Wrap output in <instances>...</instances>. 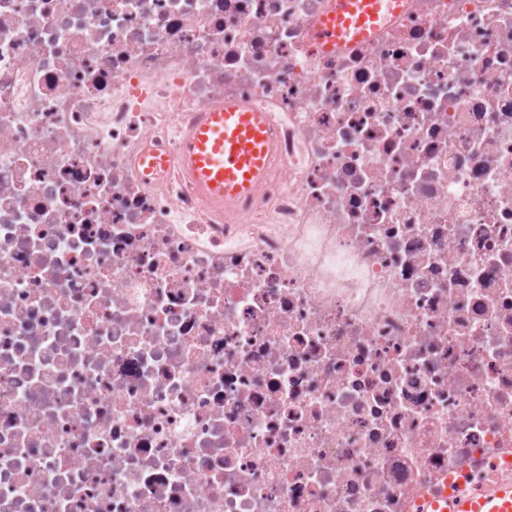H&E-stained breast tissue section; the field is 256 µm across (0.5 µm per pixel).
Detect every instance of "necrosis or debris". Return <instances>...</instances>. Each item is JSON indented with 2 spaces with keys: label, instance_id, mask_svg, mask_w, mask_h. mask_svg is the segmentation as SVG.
<instances>
[{
  "label": "necrosis or debris",
  "instance_id": "1",
  "mask_svg": "<svg viewBox=\"0 0 512 512\" xmlns=\"http://www.w3.org/2000/svg\"><path fill=\"white\" fill-rule=\"evenodd\" d=\"M335 10L0 0V512L512 484V0ZM230 103L271 143L223 202L182 145ZM397 8L392 2L385 0L383 2L337 0L336 13L325 19L319 30L320 40L328 49L335 44L342 45L351 35V25L355 29L351 40L363 39L368 36L366 25L368 21L372 23L369 27L374 31L378 27L374 23L385 20ZM353 17H356L355 23Z\"/></svg>",
  "mask_w": 512,
  "mask_h": 512
}]
</instances>
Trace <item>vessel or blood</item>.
I'll use <instances>...</instances> for the list:
<instances>
[{"label":"vessel or blood","instance_id":"b4317fda","mask_svg":"<svg viewBox=\"0 0 512 512\" xmlns=\"http://www.w3.org/2000/svg\"><path fill=\"white\" fill-rule=\"evenodd\" d=\"M392 0H336L319 36L326 47L367 37V25L393 13ZM268 122L264 113L226 106L209 113L184 146V160L197 182L211 195L237 200L248 197L265 169ZM426 512H512V486H497L475 498L462 492L427 495Z\"/></svg>","mask_w":512,"mask_h":512}]
</instances>
